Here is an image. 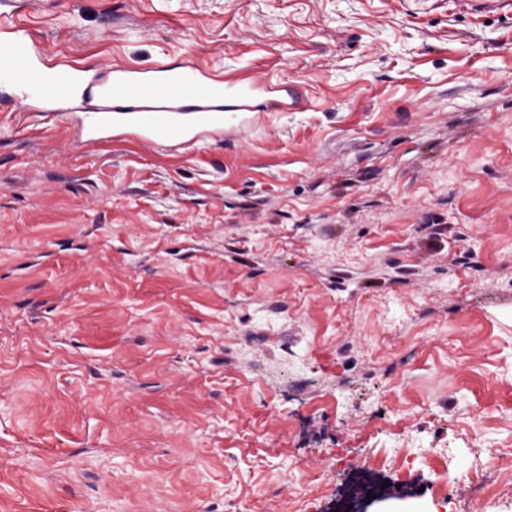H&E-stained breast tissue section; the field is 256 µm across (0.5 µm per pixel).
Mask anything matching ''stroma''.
Listing matches in <instances>:
<instances>
[{
	"instance_id": "stroma-1",
	"label": "stroma",
	"mask_w": 512,
	"mask_h": 512,
	"mask_svg": "<svg viewBox=\"0 0 512 512\" xmlns=\"http://www.w3.org/2000/svg\"><path fill=\"white\" fill-rule=\"evenodd\" d=\"M44 67L305 104L180 148L0 86V512H512V20L451 0H11ZM503 484L498 469L489 466L469 483V496L475 503L482 504L500 494Z\"/></svg>"
}]
</instances>
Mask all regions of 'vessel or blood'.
I'll return each instance as SVG.
<instances>
[{
    "mask_svg": "<svg viewBox=\"0 0 512 512\" xmlns=\"http://www.w3.org/2000/svg\"><path fill=\"white\" fill-rule=\"evenodd\" d=\"M463 12H488L512 17V0H453ZM10 54L0 62V83L18 89L28 106L61 110L76 96L92 92L112 102L92 124L79 127L83 141L111 138L126 127L147 143L181 148L203 134H221L225 115L235 112H285L302 104L294 87L270 94L265 84L249 76L219 78L194 64L171 67L116 68L107 81L92 70L77 68L54 74L43 67L30 32L5 30Z\"/></svg>",
    "mask_w": 512,
    "mask_h": 512,
    "instance_id": "vessel-or-blood-1",
    "label": "vessel or blood"
}]
</instances>
